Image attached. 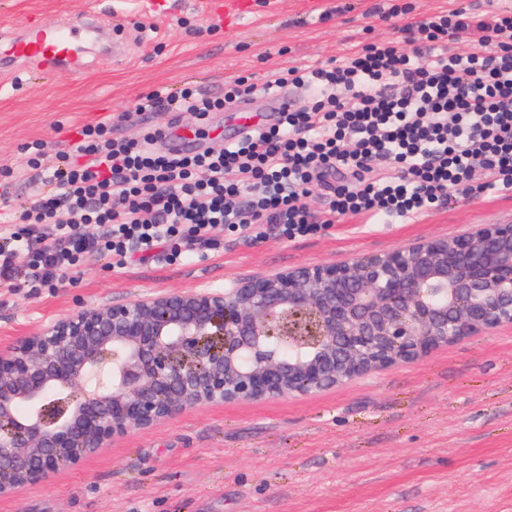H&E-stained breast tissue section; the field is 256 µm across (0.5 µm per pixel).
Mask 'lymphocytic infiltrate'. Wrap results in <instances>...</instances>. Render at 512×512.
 Returning <instances> with one entry per match:
<instances>
[{
	"label": "lymphocytic infiltrate",
	"instance_id": "1",
	"mask_svg": "<svg viewBox=\"0 0 512 512\" xmlns=\"http://www.w3.org/2000/svg\"><path fill=\"white\" fill-rule=\"evenodd\" d=\"M404 31L405 43L262 83L238 76L220 97L155 90L121 115L187 110L204 123L287 84L309 90L276 123L216 149L160 153L163 131L116 139L108 118L56 153L33 143L27 167L45 190L0 212V285L54 289L92 255L122 268L160 249L177 263L226 231L259 240L272 227L293 240L350 216L407 223L459 194L512 195V10L451 9ZM463 38L477 48L449 52ZM317 189L319 211L307 203Z\"/></svg>",
	"mask_w": 512,
	"mask_h": 512
}]
</instances>
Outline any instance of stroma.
<instances>
[{
	"instance_id": "obj_1",
	"label": "stroma",
	"mask_w": 512,
	"mask_h": 512,
	"mask_svg": "<svg viewBox=\"0 0 512 512\" xmlns=\"http://www.w3.org/2000/svg\"><path fill=\"white\" fill-rule=\"evenodd\" d=\"M348 1L339 14L341 0H247L228 20L224 0H168L149 18L131 0H0V46L22 21L81 15L103 39L128 44L120 59L86 54L79 75L0 67V168L22 166L34 142L61 149L77 128L155 90L191 83L216 96L239 73L264 80L356 45L404 40L372 12L387 0ZM172 124L193 131L191 152L240 133L228 112L201 126L185 111L154 112L112 134ZM487 224H512V196H459L411 223L345 219L292 241L223 233L205 257L178 264L158 254L116 269L94 255L55 290L0 288V346L83 309L343 264ZM0 512H512V328L325 391L200 406L129 430L82 469L0 498Z\"/></svg>"
}]
</instances>
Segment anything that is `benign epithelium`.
<instances>
[{
    "label": "benign epithelium",
    "instance_id": "benign-epithelium-1",
    "mask_svg": "<svg viewBox=\"0 0 512 512\" xmlns=\"http://www.w3.org/2000/svg\"><path fill=\"white\" fill-rule=\"evenodd\" d=\"M503 326L512 224L78 311L0 351V497L187 409L323 391Z\"/></svg>",
    "mask_w": 512,
    "mask_h": 512
}]
</instances>
